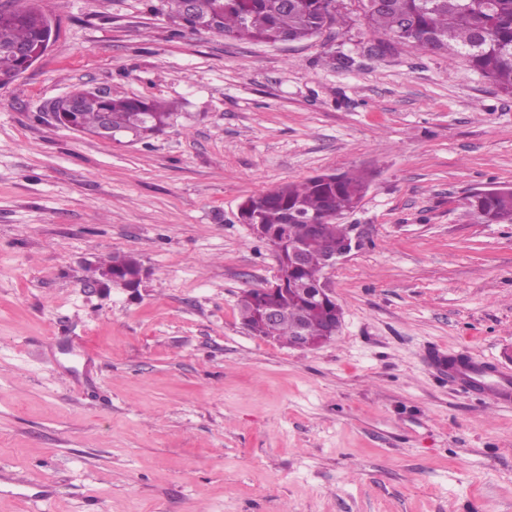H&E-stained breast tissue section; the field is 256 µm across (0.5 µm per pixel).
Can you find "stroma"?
<instances>
[{
  "label": "stroma",
  "instance_id": "1",
  "mask_svg": "<svg viewBox=\"0 0 512 512\" xmlns=\"http://www.w3.org/2000/svg\"><path fill=\"white\" fill-rule=\"evenodd\" d=\"M48 51L0 87V470L42 482L0 512H512V405L448 359L512 378V224L463 215L512 186V95L464 60L386 51L359 0L303 42L179 28L161 0H41ZM173 102L143 141L64 129L77 87ZM369 173L366 233L328 274L335 339L253 335L274 280L248 198ZM136 288H91L113 253ZM99 268H112V281L117 284L139 273V263L129 254H112Z\"/></svg>",
  "mask_w": 512,
  "mask_h": 512
}]
</instances>
